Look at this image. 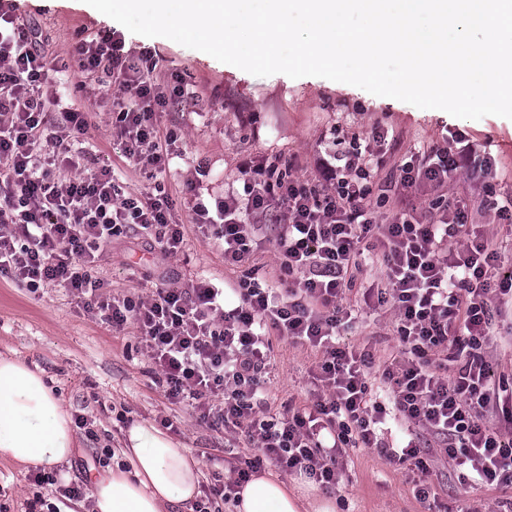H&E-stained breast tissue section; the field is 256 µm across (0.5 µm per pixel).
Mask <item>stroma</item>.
Here are the masks:
<instances>
[{"label": "stroma", "mask_w": 512, "mask_h": 512, "mask_svg": "<svg viewBox=\"0 0 512 512\" xmlns=\"http://www.w3.org/2000/svg\"><path fill=\"white\" fill-rule=\"evenodd\" d=\"M17 5L19 14L40 33L41 47L51 57L65 54L78 32L108 27L85 0H17ZM125 40L132 48L150 51L160 74L179 73L196 98L189 111L160 114L162 128L174 130L177 137L170 146L169 169L151 179L141 165L120 157L112 146L113 89L76 78L68 84L72 101L88 118L82 150L120 170L124 193L144 198L156 188L165 189L174 201L175 222L185 227L184 242L175 254L146 252L137 231L101 247L98 265L105 296L143 298L156 284L187 288L201 278L218 286L232 280L221 248L205 240L193 224L192 194L200 193L206 200L223 197L237 176L239 160L247 155L270 159L298 155L299 176L318 181L317 159L325 147L324 136L336 125L363 136L379 122L399 133L394 155L378 173L382 180L414 147L446 131L459 130L470 139L490 142L493 162L487 181L497 196L512 195V119L494 115L460 119L399 100L385 101L361 88L315 76L256 77L164 37L129 33ZM254 125L260 129L255 137L250 134ZM200 163L210 173L197 184L193 173ZM446 192L466 198L470 224L499 242L505 260L512 261V222L484 208L481 195L470 191L464 176L451 181ZM360 300L359 293L349 295L347 302L355 311L339 326V342L369 349L379 359L396 353L393 309L368 308ZM271 345L269 372L261 381L266 414L275 417L290 407H309L316 385L314 352L276 338ZM12 352L43 370L71 416L93 422V435L81 428L76 431V450L58 468L64 481L91 482L102 467L120 460L124 433L135 420L157 428L164 421L173 422L171 437L203 463L205 487L217 479L230 480L237 458L251 451L244 430L209 427L198 421L188 402L164 396L152 380L151 362L136 329L112 330L86 314L62 287L33 294L0 276V355ZM485 355L494 371L512 373V318L497 319L485 342ZM418 441L428 450L435 499L416 497L410 463L372 448L348 449L336 488L312 490V499L334 502L336 512H504L512 490L461 483L454 462L442 452L446 445L442 437L424 432ZM31 471V466L0 460V512H31L39 493L29 478Z\"/></svg>", "instance_id": "1"}]
</instances>
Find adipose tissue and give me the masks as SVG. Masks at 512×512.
<instances>
[{
  "label": "adipose tissue",
  "instance_id": "ef3b65f1",
  "mask_svg": "<svg viewBox=\"0 0 512 512\" xmlns=\"http://www.w3.org/2000/svg\"><path fill=\"white\" fill-rule=\"evenodd\" d=\"M75 444L71 415L42 370L0 356V457L51 468L68 461ZM121 453L126 468L93 477V512H183L197 496L200 461L153 425L133 422ZM305 507L287 480L267 471L244 484L234 505L235 512H304Z\"/></svg>",
  "mask_w": 512,
  "mask_h": 512
}]
</instances>
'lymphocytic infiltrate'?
I'll return each instance as SVG.
<instances>
[{
	"label": "lymphocytic infiltrate",
	"mask_w": 512,
	"mask_h": 512,
	"mask_svg": "<svg viewBox=\"0 0 512 512\" xmlns=\"http://www.w3.org/2000/svg\"><path fill=\"white\" fill-rule=\"evenodd\" d=\"M157 67L110 31L87 34L67 57L48 61L13 0H0V275L32 293L63 286L112 329L134 327L167 399L191 402L211 425L247 428L256 454L238 459L234 479L211 487L193 512H213L214 499H229L266 461L331 487L350 447L394 454L428 473L423 448L410 441L396 451L386 441L384 409L367 399L373 354L336 340L343 302L369 264L384 270L386 285L365 289L363 300L396 312L402 350L381 365L400 421L407 431L444 436L445 455L474 479L512 489V374L495 377L483 351L492 298H512V264L479 232L449 249L468 212L443 192L462 171L485 185L486 146L450 133L420 145L383 183L376 177L397 138L379 126L348 147L332 140L319 159L321 184L295 177L294 155L242 158L239 188L211 203L195 200L193 221L221 245L230 269L252 259L263 225H277L280 292L243 277L231 308L222 303L223 289L205 279L156 288L136 301L106 298L97 275L101 246L137 229L173 253L184 227L173 220L168 194L122 195L111 166L76 152L86 114L44 88L64 73L107 77L118 89L114 149L159 172L174 135L162 132L158 116L194 93L178 75L157 77ZM419 191L426 195L422 210L414 203ZM384 205L392 211L385 224L378 215ZM275 336L317 352L319 390L310 409L268 420L256 397ZM32 480L46 512H60L58 499L87 495L86 484H65L48 472Z\"/></svg>",
	"instance_id": "obj_1"
}]
</instances>
